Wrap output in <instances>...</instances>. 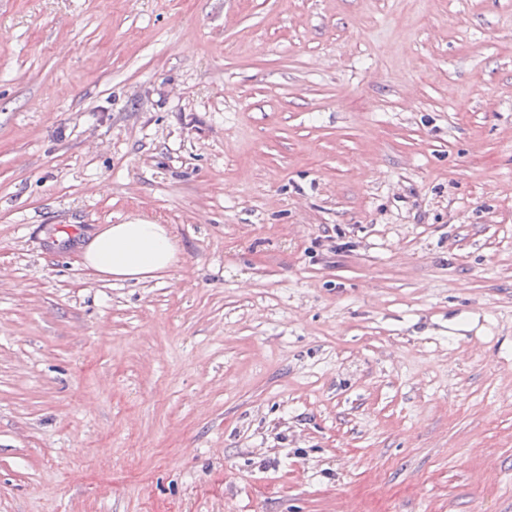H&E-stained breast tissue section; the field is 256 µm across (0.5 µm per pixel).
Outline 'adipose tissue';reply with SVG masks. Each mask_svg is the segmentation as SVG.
I'll return each instance as SVG.
<instances>
[{
  "instance_id": "adipose-tissue-1",
  "label": "adipose tissue",
  "mask_w": 512,
  "mask_h": 512,
  "mask_svg": "<svg viewBox=\"0 0 512 512\" xmlns=\"http://www.w3.org/2000/svg\"><path fill=\"white\" fill-rule=\"evenodd\" d=\"M177 253L167 225L137 219L98 227L83 247V260L99 280L144 282L171 270Z\"/></svg>"
}]
</instances>
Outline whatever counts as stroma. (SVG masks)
<instances>
[{"label":"stroma","instance_id":"obj_1","mask_svg":"<svg viewBox=\"0 0 512 512\" xmlns=\"http://www.w3.org/2000/svg\"><path fill=\"white\" fill-rule=\"evenodd\" d=\"M0 512H512V0H0ZM177 253L167 225L137 219L98 227L83 247V260L98 280L144 282L171 270Z\"/></svg>","mask_w":512,"mask_h":512}]
</instances>
